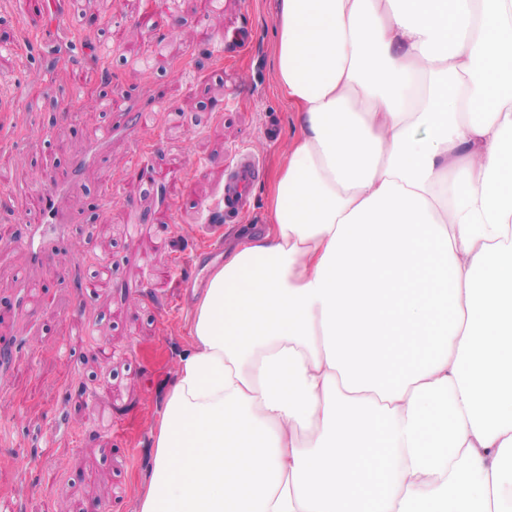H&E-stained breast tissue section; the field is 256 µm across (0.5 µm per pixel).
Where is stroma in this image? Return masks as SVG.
I'll use <instances>...</instances> for the list:
<instances>
[{
  "instance_id": "35a3bbf8",
  "label": "stroma",
  "mask_w": 512,
  "mask_h": 512,
  "mask_svg": "<svg viewBox=\"0 0 512 512\" xmlns=\"http://www.w3.org/2000/svg\"><path fill=\"white\" fill-rule=\"evenodd\" d=\"M137 0H84L81 10L55 12V37L39 25H25L14 0H0V40L15 54L0 56L8 92L0 99V139L12 142L6 158L13 193L0 194V226L15 238L37 216L16 200L19 192L67 187V244L46 262H31L13 242L0 241V364L31 357L28 377L0 386V419L14 443L0 445V497L18 512H58L74 504L96 512L103 489L112 491V512H137L135 486L152 464L151 424L164 407L181 354L189 344V307L210 265L224 260L222 245L241 227L267 219L266 191L290 141L291 112L272 88L276 0H224L222 17L203 20L204 0H161L155 30L179 69L162 64L146 72L129 65L124 49L147 50L134 27ZM96 31L93 41H73L76 21ZM245 38L232 57L216 49L233 34ZM36 40L34 52L25 43ZM112 46V93L127 96L148 82L160 83L166 101L157 124L127 125L112 144L97 149L91 135L110 123L99 107L98 90H87L83 112L70 113L78 90L73 69L97 68L98 44ZM46 70L49 85L34 84ZM141 144L130 153L129 141ZM262 160L246 210L224 223L220 248L199 235L206 220L201 202L216 197L243 152ZM179 162L191 184L177 200L167 184L124 188L134 163L158 169ZM119 185L112 206H104L105 183ZM171 221L156 223L159 212ZM112 258V285L82 298L69 277L77 265ZM89 327L85 341L70 335ZM68 354H61L62 345ZM112 347L111 362L97 349ZM84 400H75L78 390ZM123 420L125 437L113 436L111 419Z\"/></svg>"
}]
</instances>
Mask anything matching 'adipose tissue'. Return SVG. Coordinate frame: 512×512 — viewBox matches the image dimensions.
I'll use <instances>...</instances> for the list:
<instances>
[{"mask_svg":"<svg viewBox=\"0 0 512 512\" xmlns=\"http://www.w3.org/2000/svg\"><path fill=\"white\" fill-rule=\"evenodd\" d=\"M293 135L211 265L138 512H512V0H277Z\"/></svg>","mask_w":512,"mask_h":512,"instance_id":"1","label":"adipose tissue"}]
</instances>
